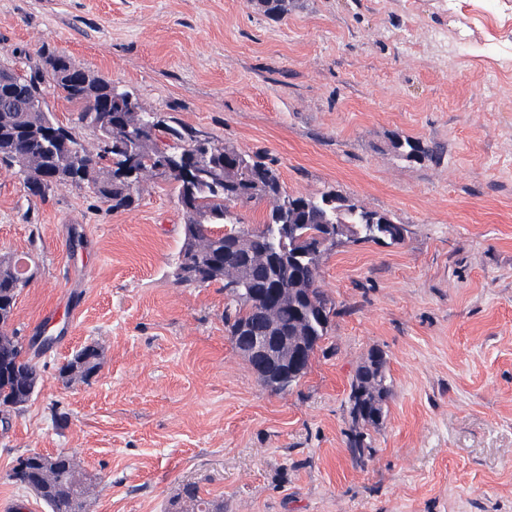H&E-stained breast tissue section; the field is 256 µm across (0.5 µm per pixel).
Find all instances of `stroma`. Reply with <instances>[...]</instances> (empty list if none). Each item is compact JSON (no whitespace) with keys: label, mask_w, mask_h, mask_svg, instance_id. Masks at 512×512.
I'll use <instances>...</instances> for the list:
<instances>
[{"label":"stroma","mask_w":512,"mask_h":512,"mask_svg":"<svg viewBox=\"0 0 512 512\" xmlns=\"http://www.w3.org/2000/svg\"><path fill=\"white\" fill-rule=\"evenodd\" d=\"M460 2L452 18L442 0H288L280 17L257 0H0V62L49 47L274 160L288 192L337 191L409 230L328 255L339 314L306 377L273 393L224 330L220 284L169 275L171 184L115 212L86 187L30 197L0 167V254L29 276L12 327L51 339L36 394L0 415V503L48 512L8 475L65 452L93 479L90 512H173L190 484L224 512H512V76L477 62L480 0ZM399 136L440 155L403 160ZM86 345L101 369L65 384ZM374 349L391 394L357 462L347 399Z\"/></svg>","instance_id":"obj_1"}]
</instances>
